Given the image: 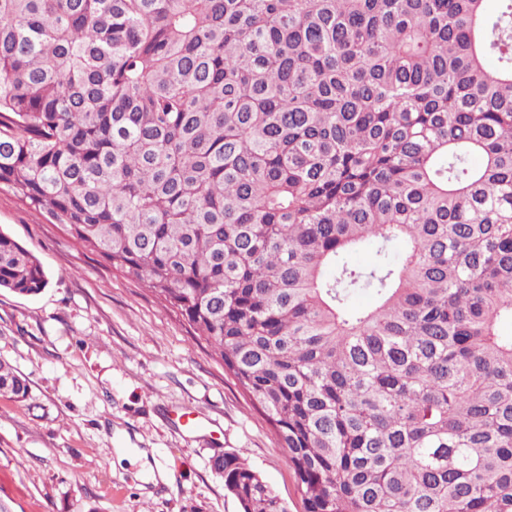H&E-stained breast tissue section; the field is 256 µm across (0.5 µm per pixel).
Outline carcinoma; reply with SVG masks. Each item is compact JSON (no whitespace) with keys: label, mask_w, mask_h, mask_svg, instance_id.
<instances>
[{"label":"carcinoma","mask_w":512,"mask_h":512,"mask_svg":"<svg viewBox=\"0 0 512 512\" xmlns=\"http://www.w3.org/2000/svg\"><path fill=\"white\" fill-rule=\"evenodd\" d=\"M4 186L214 348L303 512H512V0H0Z\"/></svg>","instance_id":"1"}]
</instances>
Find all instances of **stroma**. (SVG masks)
I'll use <instances>...</instances> for the list:
<instances>
[{
	"label": "stroma",
	"mask_w": 512,
	"mask_h": 512,
	"mask_svg": "<svg viewBox=\"0 0 512 512\" xmlns=\"http://www.w3.org/2000/svg\"><path fill=\"white\" fill-rule=\"evenodd\" d=\"M0 231L48 278L0 289V359L30 385L0 395V512H240L213 467L227 451L302 512L272 428L180 317L5 188Z\"/></svg>",
	"instance_id": "stroma-1"
}]
</instances>
